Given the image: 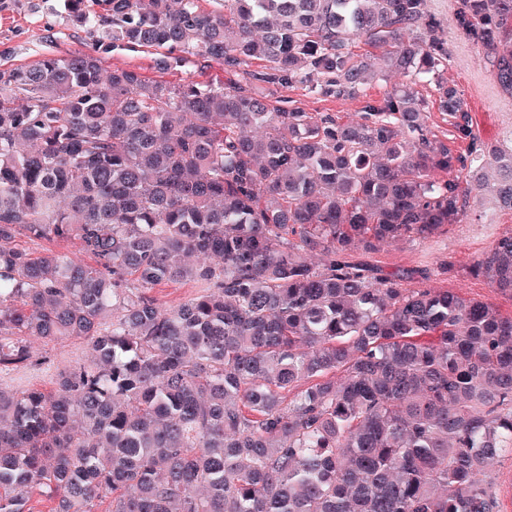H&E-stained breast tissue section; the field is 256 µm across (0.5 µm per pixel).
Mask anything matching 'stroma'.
<instances>
[{
  "label": "stroma",
  "mask_w": 512,
  "mask_h": 512,
  "mask_svg": "<svg viewBox=\"0 0 512 512\" xmlns=\"http://www.w3.org/2000/svg\"><path fill=\"white\" fill-rule=\"evenodd\" d=\"M456 0H430V14L448 43L444 72L458 89L472 117L473 129L483 142L499 143L512 134V95L502 92L491 66L481 60L477 46L454 24ZM85 34L59 9V0H0V69L29 64L45 54L63 55L84 48ZM271 92L283 107L308 112H329L342 119L355 117L362 99L337 100L305 94L296 86H275ZM512 233V211L480 206L468 209L461 223L449 227L434 242L399 240L374 253L372 260L384 272L417 266L431 271V286L461 291L494 305L512 316V298L469 276L473 262L490 251L501 235ZM30 365L0 373V388H50L55 368L73 367L87 360L83 340L63 337L50 343L31 341Z\"/></svg>",
  "instance_id": "obj_1"
}]
</instances>
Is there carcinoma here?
Segmentation results:
<instances>
[{
    "label": "carcinoma",
    "instance_id": "carcinoma-1",
    "mask_svg": "<svg viewBox=\"0 0 512 512\" xmlns=\"http://www.w3.org/2000/svg\"><path fill=\"white\" fill-rule=\"evenodd\" d=\"M205 2L63 0L91 48L0 70V372L31 338L89 352L0 389V512H504L512 316L365 260L459 223L488 163L512 211V148L474 137L429 0ZM455 24L512 93V0H457ZM125 50L158 76L109 68ZM253 60L251 83L338 100L431 81L470 150L408 84L344 121L207 75ZM470 275L512 298V234ZM419 92L420 96H423L428 102V108L426 112L428 114V125L433 133H435L441 139H448V144L459 152H466L468 141L461 142L460 140L451 139V126L448 124V116L444 112H440L437 104L434 103V91L431 85L428 83H418L414 86ZM197 291L198 288L192 282L163 283L155 286L150 294L157 299L160 305L169 306L192 298ZM492 474L500 487L504 510L512 512V464L510 461L492 468Z\"/></svg>",
    "mask_w": 512,
    "mask_h": 512
}]
</instances>
